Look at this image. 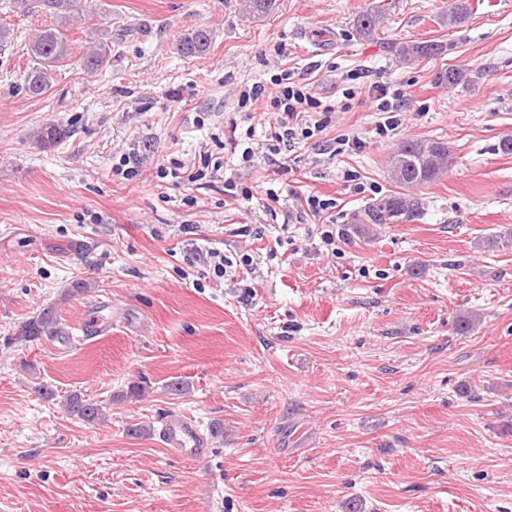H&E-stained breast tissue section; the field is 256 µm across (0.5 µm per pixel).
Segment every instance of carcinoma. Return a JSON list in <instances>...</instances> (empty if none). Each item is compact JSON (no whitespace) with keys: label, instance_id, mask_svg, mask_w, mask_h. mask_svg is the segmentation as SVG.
Here are the masks:
<instances>
[{"label":"carcinoma","instance_id":"1","mask_svg":"<svg viewBox=\"0 0 512 512\" xmlns=\"http://www.w3.org/2000/svg\"><path fill=\"white\" fill-rule=\"evenodd\" d=\"M82 0H9L13 12L26 17L40 14L50 16L55 24L37 30L28 43V54L32 67L24 78L27 93L38 96L44 94L51 86L52 75L60 67L67 65L73 54L72 42L67 36L73 23L83 21L90 23L95 14L81 8ZM275 6V0H246L245 7L250 15L263 16L269 14ZM469 10L466 0H452L448 12L439 18L440 24L454 27L462 22ZM98 39L93 46L83 52V69L88 74L101 70L110 55L112 30L97 27ZM211 45V33L202 27L184 34L178 43V50L193 57L206 52ZM447 46L438 41L403 42L395 46L396 56L402 61L440 55ZM448 145L433 140H408L389 160V172L392 181L399 188H412L426 185L448 169L451 164ZM419 210L418 201L410 198L390 195L368 210V218L375 224H384L403 214ZM58 320L51 311L42 312L24 322L17 338L22 341H38L57 328ZM66 412L81 420L93 423L103 418L102 408L72 395L66 400Z\"/></svg>","mask_w":512,"mask_h":512}]
</instances>
